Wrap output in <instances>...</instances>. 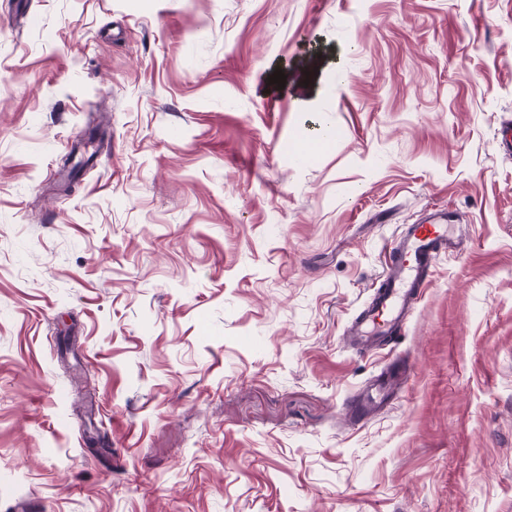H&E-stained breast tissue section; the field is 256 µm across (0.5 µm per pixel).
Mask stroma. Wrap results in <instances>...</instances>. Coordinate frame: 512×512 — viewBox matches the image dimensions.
Returning <instances> with one entry per match:
<instances>
[{
  "mask_svg": "<svg viewBox=\"0 0 512 512\" xmlns=\"http://www.w3.org/2000/svg\"><path fill=\"white\" fill-rule=\"evenodd\" d=\"M508 119L512 0H0V512H512ZM433 206L469 240L347 418ZM428 212L418 224L403 225L386 242L380 282L372 285L358 314L345 328L350 350H377L401 334L432 283L439 255L462 250L466 233L461 216L446 209ZM403 376V374H390L388 372H381L375 376L370 384L357 394L351 412L369 415L386 406L392 400Z\"/></svg>",
  "mask_w": 512,
  "mask_h": 512,
  "instance_id": "1",
  "label": "stroma"
}]
</instances>
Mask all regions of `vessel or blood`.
<instances>
[{"instance_id": "b4317fda", "label": "vessel or blood", "mask_w": 512, "mask_h": 512, "mask_svg": "<svg viewBox=\"0 0 512 512\" xmlns=\"http://www.w3.org/2000/svg\"><path fill=\"white\" fill-rule=\"evenodd\" d=\"M454 211L431 210L416 224H406L385 244L386 262L379 284L373 285L345 334L350 350L380 349L383 342L401 334L432 283L439 255L461 251L466 233ZM401 375L375 376L356 396L355 414H370L392 400Z\"/></svg>"}]
</instances>
